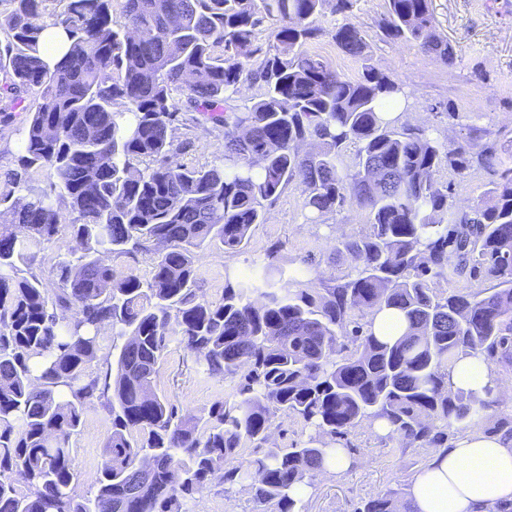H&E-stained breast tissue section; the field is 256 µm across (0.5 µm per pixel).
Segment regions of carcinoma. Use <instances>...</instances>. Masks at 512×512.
<instances>
[{"mask_svg": "<svg viewBox=\"0 0 512 512\" xmlns=\"http://www.w3.org/2000/svg\"><path fill=\"white\" fill-rule=\"evenodd\" d=\"M6 2L0 124L23 112L25 133L0 171V512H191L204 490L239 486L258 512H304L330 451L352 450L365 421L386 422V439L425 461L474 428L512 440L499 397L448 386L471 353L512 375V143L471 125L449 144L403 112L387 116L407 103L405 85L372 64L351 22L333 40L362 61L358 78L303 51L328 0H121L117 17L112 0H58L48 23L46 0ZM48 28L65 36L53 61L40 51ZM380 28L455 63L431 0H385ZM244 85L259 95L242 110L231 101ZM180 95L223 130L219 163L179 161ZM443 169L483 173L485 201L450 202ZM40 170L47 190L32 184ZM291 184L315 221L364 212L368 231L333 245L350 271L310 288L311 262L287 273L271 250L206 299L200 251L243 249ZM32 210L45 221L31 223ZM63 231L50 292L34 267ZM112 256L148 258L150 276L116 274ZM384 309L407 321L395 341L371 330ZM173 334L231 384L198 414L155 390ZM94 403L112 430L95 490L80 497L70 442ZM279 416L307 438L272 445ZM357 512L410 507L390 488Z\"/></svg>", "mask_w": 512, "mask_h": 512, "instance_id": "1", "label": "carcinoma"}]
</instances>
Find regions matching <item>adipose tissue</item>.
<instances>
[{
    "instance_id": "1",
    "label": "adipose tissue",
    "mask_w": 512,
    "mask_h": 512,
    "mask_svg": "<svg viewBox=\"0 0 512 512\" xmlns=\"http://www.w3.org/2000/svg\"><path fill=\"white\" fill-rule=\"evenodd\" d=\"M453 387L497 392L499 381L480 356H464L448 373ZM415 512H494L512 500V443L479 431L459 435L408 484Z\"/></svg>"
}]
</instances>
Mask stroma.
<instances>
[{
	"mask_svg": "<svg viewBox=\"0 0 512 512\" xmlns=\"http://www.w3.org/2000/svg\"><path fill=\"white\" fill-rule=\"evenodd\" d=\"M439 33L456 52V63L447 68L425 56L413 45L382 36L379 24L384 0H356L351 14L324 9L321 35L306 49L325 59L333 68L355 77L362 72L360 60L342 54L333 41L337 27L352 22L365 33L374 64L390 76L406 81L410 122L437 129L449 142H456L467 127L478 124L498 131L500 140L512 139V0H432ZM482 78H475V71ZM176 140L186 142L183 163L201 165L220 158L224 152L222 131L198 124L178 127ZM364 215L348 208L313 223L307 218L303 196L289 186L266 208L263 224L254 229L249 245L239 252L209 246L199 254L197 276L207 299L221 298L226 273L250 274L253 262L276 249L279 264L292 269L301 259L315 261L320 278L349 271L348 262H330L331 245L340 235L366 232ZM158 393L176 400L184 411L200 412L223 396L222 380L206 377L192 356L177 342H170L155 380ZM111 431L105 411L87 408L83 424L70 443L77 495L93 491L96 481L85 478L83 468H100L102 448ZM355 464L340 476L318 475L315 489L305 502V512H355L362 499L386 489H405L421 473L423 462L413 451H400L391 443L369 434L359 426L352 438ZM193 512H256L251 493L224 496L213 487L197 495Z\"/></svg>",
	"mask_w": 512,
	"mask_h": 512,
	"instance_id": "obj_1",
	"label": "stroma"
}]
</instances>
